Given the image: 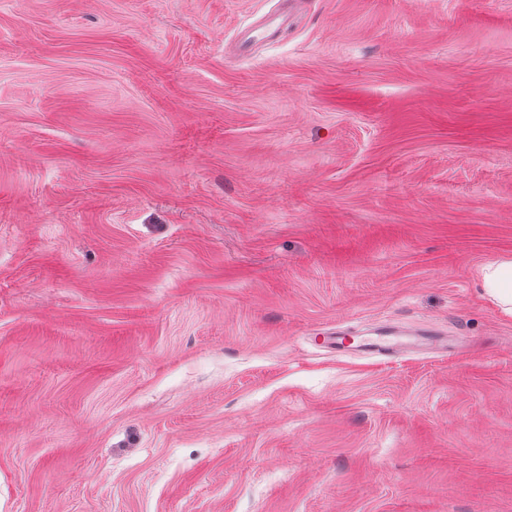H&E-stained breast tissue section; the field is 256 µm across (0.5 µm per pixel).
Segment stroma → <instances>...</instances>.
I'll list each match as a JSON object with an SVG mask.
<instances>
[{
    "label": "stroma",
    "mask_w": 512,
    "mask_h": 512,
    "mask_svg": "<svg viewBox=\"0 0 512 512\" xmlns=\"http://www.w3.org/2000/svg\"><path fill=\"white\" fill-rule=\"evenodd\" d=\"M278 2L0 0V512H512V0ZM282 3L289 4L288 8L266 13L238 30L235 44L239 56L258 44L274 41L282 30L288 28L292 19V7L300 4V1L287 0ZM482 286L497 300L508 315H512V260H496L484 265ZM375 336L368 338L362 346L389 360H398L408 354L410 343L399 339V336L404 335L396 332H381L375 333Z\"/></svg>",
    "instance_id": "stroma-1"
}]
</instances>
